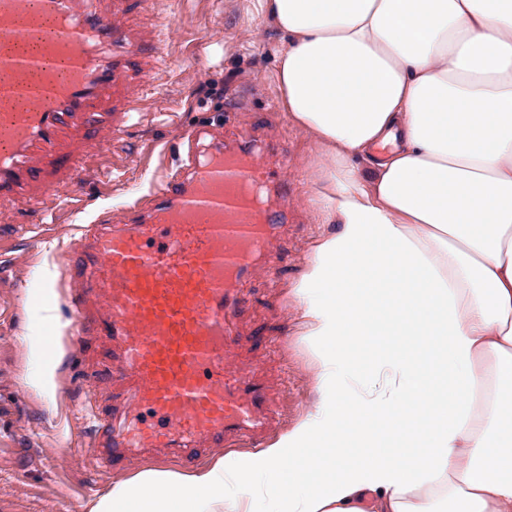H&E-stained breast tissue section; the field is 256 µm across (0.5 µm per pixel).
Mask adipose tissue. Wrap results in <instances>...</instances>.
Wrapping results in <instances>:
<instances>
[{"label": "adipose tissue", "instance_id": "adipose-tissue-1", "mask_svg": "<svg viewBox=\"0 0 512 512\" xmlns=\"http://www.w3.org/2000/svg\"><path fill=\"white\" fill-rule=\"evenodd\" d=\"M252 6L331 227L288 289L316 400L89 512H512V0Z\"/></svg>", "mask_w": 512, "mask_h": 512}]
</instances>
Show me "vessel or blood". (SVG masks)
I'll list each match as a JSON object with an SVG mask.
<instances>
[{
  "instance_id": "obj_1",
  "label": "vessel or blood",
  "mask_w": 512,
  "mask_h": 512,
  "mask_svg": "<svg viewBox=\"0 0 512 512\" xmlns=\"http://www.w3.org/2000/svg\"><path fill=\"white\" fill-rule=\"evenodd\" d=\"M124 34L119 6L0 0V201L26 205L76 184L94 139L128 118ZM258 157L255 145L219 135L193 146L139 212L88 226L72 249V345L104 344L86 380L113 389L108 402L90 401V451L105 472L149 452L184 459L254 441L273 417L232 335L239 283L258 263L274 264L279 220L258 221L238 192Z\"/></svg>"
}]
</instances>
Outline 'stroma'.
<instances>
[{
  "mask_svg": "<svg viewBox=\"0 0 512 512\" xmlns=\"http://www.w3.org/2000/svg\"><path fill=\"white\" fill-rule=\"evenodd\" d=\"M126 26L135 48L129 126L90 159L82 191L49 192L39 222L18 207H0V512H87L88 501L111 485L112 475L85 449L91 424L82 378L102 361L101 351L63 352L48 396L26 384L23 336L33 329L69 341L76 320L65 263L82 228L130 212L173 172L184 137L196 127L220 124L225 138L262 146V162L280 170L287 185V196L269 198L272 209L288 212L273 241L278 273L261 267L242 282L245 308L233 333L243 361L256 365L269 387L274 433L310 404L309 358L287 286L324 226L310 203L317 192L307 174L313 149L277 103L269 50L276 35L250 0H145ZM159 38L168 56L158 64L148 50ZM46 280L50 295L34 297ZM47 304L58 316L51 326L41 320Z\"/></svg>",
  "mask_w": 512,
  "mask_h": 512,
  "instance_id": "obj_1",
  "label": "stroma"
}]
</instances>
